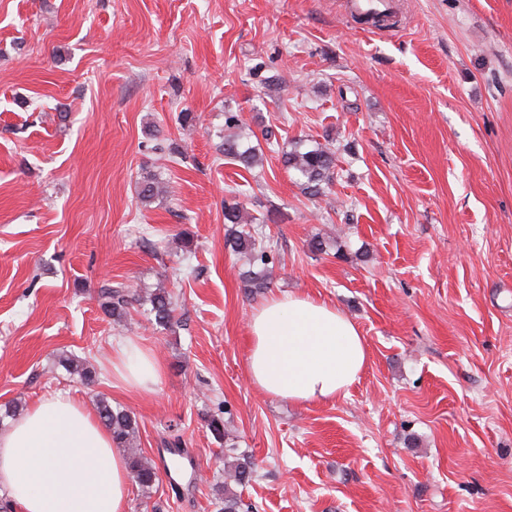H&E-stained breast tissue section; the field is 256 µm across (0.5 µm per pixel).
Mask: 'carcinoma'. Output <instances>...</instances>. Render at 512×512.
Segmentation results:
<instances>
[{"label": "carcinoma", "instance_id": "obj_1", "mask_svg": "<svg viewBox=\"0 0 512 512\" xmlns=\"http://www.w3.org/2000/svg\"><path fill=\"white\" fill-rule=\"evenodd\" d=\"M225 157L240 163L246 169H252L261 161L260 155L253 147H242L238 138L228 136L220 145ZM283 166L294 173L302 190L310 196H319L333 183L336 178L335 152L328 146L317 144L311 148L303 147L302 141L282 153ZM167 193L165 183L155 176H147L139 183L138 196L141 202L150 204L156 198ZM255 217L244 213V206L232 197L224 201V223L232 225L224 235V245L236 253H250L261 270L248 269L240 274L242 281L249 288L263 289L268 287L267 268L268 254L266 247L257 238L259 230L254 228ZM100 307L121 323L125 320L133 302L141 300L139 292L122 284L104 285L99 290ZM150 305L149 315L152 322L163 329H170L177 323L175 308L171 294L164 288H158L144 299ZM60 363L69 376L87 385L95 383L94 368L72 356L61 357ZM94 411L100 421L109 429L112 443L125 453L131 480L144 494L156 483L157 472L153 466L143 460L138 446V423L129 412L114 408L104 396H97ZM254 463L249 457L239 459L227 467L224 475V512H239L240 499L234 487L242 486L249 481Z\"/></svg>", "mask_w": 512, "mask_h": 512}]
</instances>
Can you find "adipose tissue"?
<instances>
[{
  "instance_id": "1",
  "label": "adipose tissue",
  "mask_w": 512,
  "mask_h": 512,
  "mask_svg": "<svg viewBox=\"0 0 512 512\" xmlns=\"http://www.w3.org/2000/svg\"><path fill=\"white\" fill-rule=\"evenodd\" d=\"M247 373L264 393L308 404L347 396L368 363L365 340L335 306L272 296L249 322ZM127 386L146 390L161 374L149 349L129 342L112 360ZM130 474L96 415L68 395L30 408L0 432V489L19 512H125Z\"/></svg>"
}]
</instances>
